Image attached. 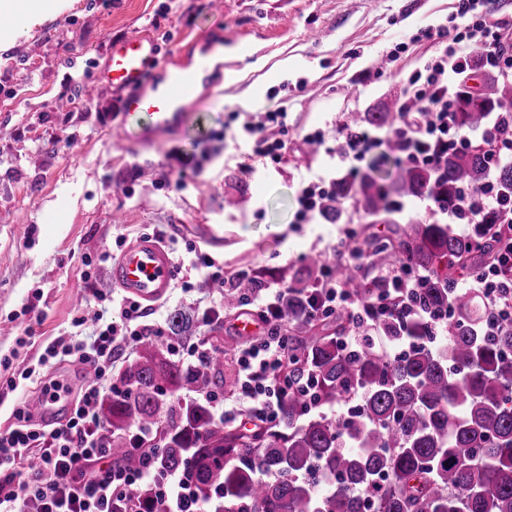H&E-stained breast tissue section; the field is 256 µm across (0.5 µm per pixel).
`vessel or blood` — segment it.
Instances as JSON below:
<instances>
[{
    "label": "vessel or blood",
    "instance_id": "vessel-or-blood-1",
    "mask_svg": "<svg viewBox=\"0 0 512 512\" xmlns=\"http://www.w3.org/2000/svg\"><path fill=\"white\" fill-rule=\"evenodd\" d=\"M104 69L84 86L85 100H93L106 85L123 96V110L112 125V143L124 147L132 133H154L181 127L186 109L193 102L202 77L212 64L210 53L195 60L175 62L164 69L160 84L148 79L157 66L155 42L147 36L109 40L104 48ZM113 287L146 301L165 298L173 287L176 270L167 248L158 241L141 238L129 244L110 269Z\"/></svg>",
    "mask_w": 512,
    "mask_h": 512
}]
</instances>
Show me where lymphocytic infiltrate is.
Returning <instances> with one entry per match:
<instances>
[{
    "label": "lymphocytic infiltrate",
    "instance_id": "obj_1",
    "mask_svg": "<svg viewBox=\"0 0 512 512\" xmlns=\"http://www.w3.org/2000/svg\"><path fill=\"white\" fill-rule=\"evenodd\" d=\"M454 24L427 26L420 38L432 41L436 53L423 68L403 82L396 102V118L386 138L393 142L394 157L401 165L439 172L449 153L468 149L482 141L491 166L512 163V108L494 113L480 133L457 127L455 104L468 94L472 73V49H480L484 70L512 83V17L500 15L490 0H458ZM288 108L278 104L248 114L243 130L248 145L242 152L239 169L250 176L256 163L280 164L288 157ZM337 135L346 147L337 152L342 165H353L383 141L348 124H340ZM335 180L311 175L304 178L297 195V223L310 224L323 218V201L335 191ZM418 216L431 224H452L464 247L471 251L493 248L490 263L463 273L458 291L478 289L487 308L499 315V327L512 325V191L499 187L494 177L462 189L453 202L424 197ZM369 258L354 240L334 246L306 288L308 316L314 320L346 313L348 326L339 337L342 349L364 344L384 319L398 324L417 319L428 324L434 337L447 336L453 323L452 307L431 311L416 300L425 276L409 260L402 259L377 270L369 269ZM347 266L369 272L376 288L368 299H360L353 287L337 277ZM177 279L183 291H191L194 279L201 278L217 288L227 280L223 266L217 265L196 245L186 247L175 261ZM89 296L75 320L91 325L88 338L73 340L63 336L39 343L35 332L25 327L17 337L16 351L0 355V372L8 390H16L20 380H32L37 368H53L70 361L93 372L72 399L65 421L53 427L35 423L27 403L16 405L0 425V512H208L194 480L187 470L160 467L148 457L139 469L131 470L113 461L103 438L98 405L105 396H122L124 388L114 374L117 356L133 350L147 336L163 337L161 325L148 322V313L138 302L118 303L119 317L108 322L102 305L111 293L89 285ZM288 288L280 282L264 284L246 302L264 325L262 336L249 339L237 358L238 378L226 394L189 392L192 400H202L212 409L216 423L240 425L246 422L277 423L288 399H304L303 415L322 414L337 419L358 409L360 393L333 405L316 398L313 378L296 380L288 375L290 359L288 329L279 320L278 307ZM39 345L37 367L14 372L21 347ZM139 497H130L131 488Z\"/></svg>",
    "mask_w": 512,
    "mask_h": 512
}]
</instances>
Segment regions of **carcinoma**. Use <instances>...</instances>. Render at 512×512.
<instances>
[{
  "mask_svg": "<svg viewBox=\"0 0 512 512\" xmlns=\"http://www.w3.org/2000/svg\"><path fill=\"white\" fill-rule=\"evenodd\" d=\"M512 106V85L490 74L482 88L458 101L456 124L477 131L491 113ZM488 162L480 142L448 154L442 177L428 169L396 166L385 185L370 171L336 180L324 202L328 220L339 222L344 202L354 197L376 224H391L392 197L438 196L482 182ZM366 253L383 266L401 254L428 273L423 301L433 307L454 298L455 322L447 342L432 348L427 327L392 319L380 331L392 340L408 335L413 348L389 360L368 345L344 351L321 322L304 320L308 267L295 278L281 303L294 360L288 374L316 378L319 399L343 400L349 389L362 393L359 411L343 420L300 419L303 400H288L278 424L231 427L212 424L202 402L176 403L189 390L224 386V349L195 370L167 356L153 336L144 338L125 360L121 398L106 397L98 410L112 459L131 468L143 463L132 451L133 426L155 429L164 441L158 463L188 468L200 497L212 512H362L365 496L373 512H512V328L488 332L496 321L481 308L480 295L453 293L458 271L481 266L492 254L465 251L445 224L408 221L395 225L384 242ZM260 270L235 278L224 293L232 308L265 283ZM193 315L169 317L174 337L195 342ZM273 473L275 477L267 478ZM332 482L325 490L321 483Z\"/></svg>",
  "mask_w": 512,
  "mask_h": 512,
  "instance_id": "carcinoma-1",
  "label": "carcinoma"
}]
</instances>
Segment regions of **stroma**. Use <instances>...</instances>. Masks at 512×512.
Listing matches in <instances>:
<instances>
[{
	"instance_id": "35a3bbf8",
	"label": "stroma",
	"mask_w": 512,
	"mask_h": 512,
	"mask_svg": "<svg viewBox=\"0 0 512 512\" xmlns=\"http://www.w3.org/2000/svg\"><path fill=\"white\" fill-rule=\"evenodd\" d=\"M75 0L70 10L20 34L0 50V352L8 353L26 322L19 313L34 290L45 312L36 333L71 336L85 296L82 256L151 236L168 225L184 241L223 264L227 274L265 270L292 284L308 261L340 238L389 235L390 225L298 224L296 196L306 168L346 175L329 148L336 126L378 111L401 91L403 77L433 54L432 42L409 43L418 29L446 21L456 0ZM318 39H309V31ZM153 38L159 66L197 56L203 41L224 44L223 63L207 79L186 125L158 139L136 137L112 147L109 129L121 96L101 87L94 101L75 86L102 71L110 39ZM401 57L377 78L395 44ZM285 102L288 161L236 168L233 138L246 113ZM325 135L310 154L306 134ZM182 158L183 183L169 184L167 157ZM237 198L227 207L226 197ZM121 223H113V213ZM213 290L171 289L151 306L152 318L196 311Z\"/></svg>"
}]
</instances>
